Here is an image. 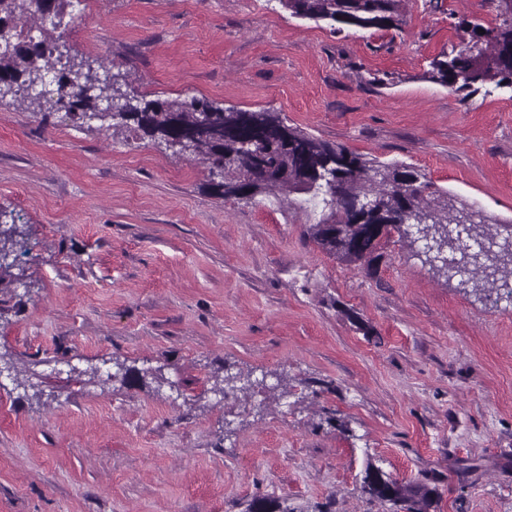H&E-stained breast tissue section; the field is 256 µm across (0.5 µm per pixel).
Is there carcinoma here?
<instances>
[{
  "label": "carcinoma",
  "mask_w": 512,
  "mask_h": 512,
  "mask_svg": "<svg viewBox=\"0 0 512 512\" xmlns=\"http://www.w3.org/2000/svg\"><path fill=\"white\" fill-rule=\"evenodd\" d=\"M65 0H49L45 10L38 0H0V95L10 93L35 112L63 111L87 123L114 128L133 123L146 136L177 152L201 158L211 176L212 189L226 198L252 200L259 195L304 193L318 199L319 219L310 225V237L322 252L348 263L371 262L380 241L391 231L415 245L411 226L421 224L442 245L448 244V226L467 224L482 242L495 238L486 218L472 220L464 201L432 189L415 167L367 159L342 145L318 140L288 125L277 112L254 111L248 121L243 111L197 98L184 101L150 100L122 89L126 75L76 70L64 59L54 32L37 24L52 19L61 25ZM289 16L324 22L335 33L345 27L362 30H399L406 0H278ZM499 23L493 28L468 25L470 40L431 62L429 79L470 94L489 83L512 87V0H492ZM484 33H479V29ZM52 79L56 95L46 97L40 87ZM203 125L206 136L183 141V134ZM27 240L15 220L0 211V276L20 266ZM479 280L478 256L452 271ZM363 489L387 506L385 512H429L433 491L402 484L380 469L369 467ZM248 512H281L271 497L254 498Z\"/></svg>",
  "instance_id": "obj_1"
}]
</instances>
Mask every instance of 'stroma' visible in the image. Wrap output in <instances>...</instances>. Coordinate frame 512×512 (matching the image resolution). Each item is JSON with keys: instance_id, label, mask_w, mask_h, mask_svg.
<instances>
[{"instance_id": "35a3bbf8", "label": "stroma", "mask_w": 512, "mask_h": 512, "mask_svg": "<svg viewBox=\"0 0 512 512\" xmlns=\"http://www.w3.org/2000/svg\"><path fill=\"white\" fill-rule=\"evenodd\" d=\"M404 19L335 34L277 0H72L59 34L145 98L278 112L414 166L511 238L512 90L428 78L495 6ZM0 210L29 246L0 280V512H383L372 466L433 488L430 512H512V301L398 233L343 263L302 195L224 198L193 157L9 97ZM239 373L265 388L213 392Z\"/></svg>"}]
</instances>
